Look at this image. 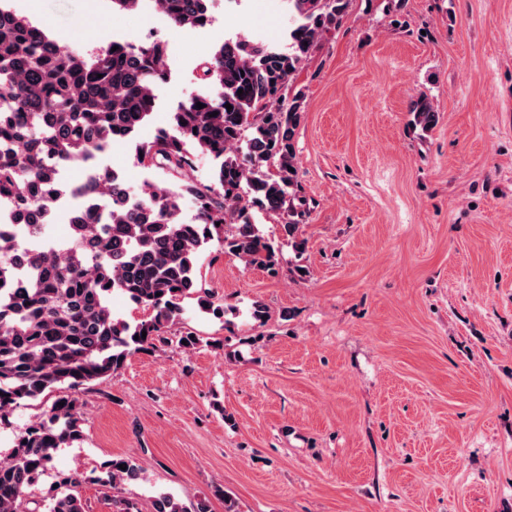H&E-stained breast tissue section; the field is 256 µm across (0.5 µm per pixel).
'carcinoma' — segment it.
Here are the masks:
<instances>
[{"instance_id": "obj_1", "label": "carcinoma", "mask_w": 512, "mask_h": 512, "mask_svg": "<svg viewBox=\"0 0 512 512\" xmlns=\"http://www.w3.org/2000/svg\"><path fill=\"white\" fill-rule=\"evenodd\" d=\"M158 2L169 21L188 30L208 18L209 0ZM287 2L294 17L288 49L245 35L224 40L200 66L213 92L179 106L169 128L142 141L138 133L169 74L160 40L61 53L32 23L0 11V200L33 233L46 232L39 216L52 209L61 169L77 158L95 163L118 140L134 143L141 166L165 169L176 180L173 190L149 181L133 189L96 174L77 193L108 194L112 210L102 223L73 224L67 244L30 249L0 233V423L20 402L58 392L46 417L26 427L0 459V512H26L29 490L57 450L84 440L78 390L117 372L128 357L168 343L165 328L182 314L184 299L196 298L205 313H224L199 285L200 259L212 242L276 274L279 248L256 222L258 211L281 217L288 246L297 255L305 251L306 200L295 171L304 97L297 92L287 100L284 91L339 26L350 0ZM410 112L424 131L438 122L424 96L411 101ZM192 147L217 161L209 185L183 179ZM183 195L194 202L193 224L182 218ZM114 293L149 315L134 323L114 317L108 305ZM140 472L137 459L114 456L101 476L63 474L49 490V512H85L78 488L88 479L114 492L117 512H138L120 493ZM153 509L210 512L206 497L185 504L167 492Z\"/></svg>"}]
</instances>
